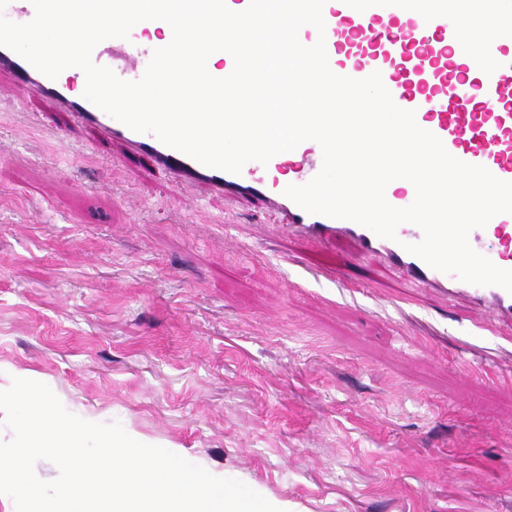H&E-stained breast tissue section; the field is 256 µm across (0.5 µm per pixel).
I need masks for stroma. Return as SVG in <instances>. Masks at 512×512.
Here are the masks:
<instances>
[{"mask_svg": "<svg viewBox=\"0 0 512 512\" xmlns=\"http://www.w3.org/2000/svg\"><path fill=\"white\" fill-rule=\"evenodd\" d=\"M0 93V384H47L290 512H512V345L347 244L126 164Z\"/></svg>", "mask_w": 512, "mask_h": 512, "instance_id": "stroma-1", "label": "stroma"}]
</instances>
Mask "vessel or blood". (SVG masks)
<instances>
[{"mask_svg":"<svg viewBox=\"0 0 512 512\" xmlns=\"http://www.w3.org/2000/svg\"><path fill=\"white\" fill-rule=\"evenodd\" d=\"M322 15L324 32L306 25L298 38L306 46L324 40L335 74L363 79L380 72L395 104L414 111L418 126L437 136L452 156L512 182V0H326ZM112 45L117 50L113 72L136 81L145 73L146 58L166 42L146 45L133 32L113 39ZM0 68L8 69L14 85L56 101L78 125L126 145L124 159L130 164L170 175L188 189L202 184L231 201H260L281 214L286 231L316 243L350 240L357 255L380 256L409 283L450 300L467 299L485 313L481 330L512 323L511 293L464 282L406 251V244L423 237L416 225L403 224L390 240L351 220L308 213L286 197L287 185L309 182L305 167L321 165L322 149L315 141L296 147L301 165L286 166L278 154L265 165L264 176L248 168L232 174L197 162L153 134L130 129L75 95L66 74L49 78L2 46ZM490 238L501 246L493 263L512 270V214L494 216L484 228L473 230L469 241L480 252Z\"/></svg>","mask_w":512,"mask_h":512,"instance_id":"vessel-or-blood-1","label":"vessel or blood"}]
</instances>
